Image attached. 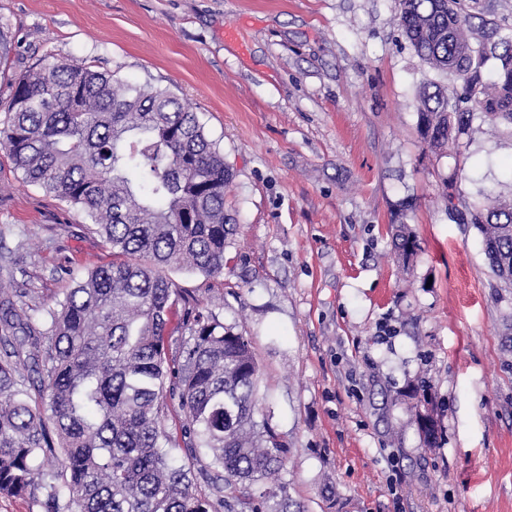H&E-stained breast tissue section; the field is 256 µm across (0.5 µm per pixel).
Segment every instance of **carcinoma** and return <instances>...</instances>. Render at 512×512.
Returning a JSON list of instances; mask_svg holds the SVG:
<instances>
[{
    "mask_svg": "<svg viewBox=\"0 0 512 512\" xmlns=\"http://www.w3.org/2000/svg\"><path fill=\"white\" fill-rule=\"evenodd\" d=\"M399 6L420 60L464 90L422 87L427 147L443 149L476 113L512 135V33L474 29L463 0ZM5 107L0 147L26 181L93 221L112 265L87 270L52 304L30 306L0 288V494L44 512H60L64 493L74 512H306L278 483L288 443L256 419L251 342L166 275L222 274L235 231L224 214L232 173L196 113L166 89L70 61L11 80ZM470 223L511 290L512 199L484 195ZM393 244L407 265L420 249L404 223ZM179 330L188 339L174 351L169 338ZM25 356L44 361L33 392L17 378ZM413 422L434 445L427 398ZM174 448L187 462L176 463ZM204 458L218 471L207 493L195 487ZM263 481L271 486L256 492Z\"/></svg>",
    "mask_w": 512,
    "mask_h": 512,
    "instance_id": "carcinoma-1",
    "label": "carcinoma"
}]
</instances>
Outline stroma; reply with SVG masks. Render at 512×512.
<instances>
[{"label": "stroma", "instance_id": "35a3bbf8", "mask_svg": "<svg viewBox=\"0 0 512 512\" xmlns=\"http://www.w3.org/2000/svg\"><path fill=\"white\" fill-rule=\"evenodd\" d=\"M398 0H0L7 82L64 58L186 102L233 173L222 274L169 270L236 325L260 366L259 412L288 443L280 480L306 512H512V353L475 225L512 194V136L481 120L432 152L418 94L437 81ZM414 208H407V201ZM416 234L397 261V222ZM92 221L25 183L0 148V284L63 298L112 252ZM439 424L426 447L410 385Z\"/></svg>", "mask_w": 512, "mask_h": 512}]
</instances>
